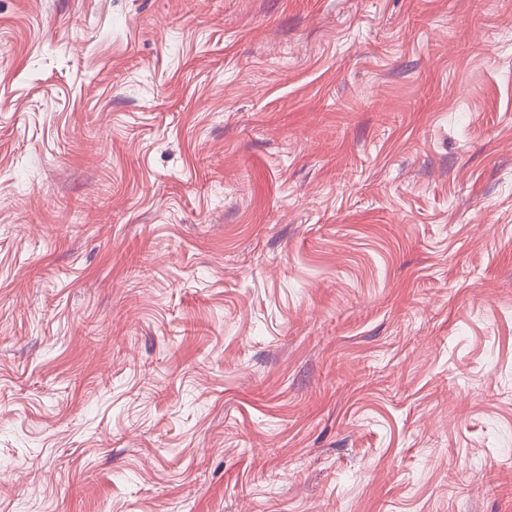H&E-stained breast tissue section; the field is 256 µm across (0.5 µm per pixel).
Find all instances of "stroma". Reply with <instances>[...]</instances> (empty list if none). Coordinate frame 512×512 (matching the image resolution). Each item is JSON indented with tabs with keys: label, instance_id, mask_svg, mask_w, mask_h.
<instances>
[{
	"label": "stroma",
	"instance_id": "35a3bbf8",
	"mask_svg": "<svg viewBox=\"0 0 512 512\" xmlns=\"http://www.w3.org/2000/svg\"><path fill=\"white\" fill-rule=\"evenodd\" d=\"M0 512H512V0H0Z\"/></svg>",
	"mask_w": 512,
	"mask_h": 512
}]
</instances>
